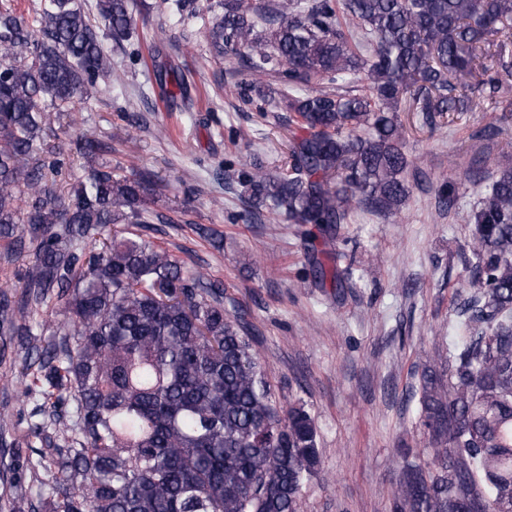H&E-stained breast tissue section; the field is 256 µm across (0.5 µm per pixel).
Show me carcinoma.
<instances>
[{"mask_svg":"<svg viewBox=\"0 0 512 512\" xmlns=\"http://www.w3.org/2000/svg\"><path fill=\"white\" fill-rule=\"evenodd\" d=\"M212 47L231 51L249 80L245 102L296 115L288 174L256 165L243 177L245 221L259 207L322 235L320 280L340 274L326 249L354 209L394 214L409 196L411 161L399 113L469 112L470 95L498 91L512 72L485 64L512 42V0H223ZM40 0L33 23L0 7V240L33 247L25 292L0 312L30 362L16 379L41 420L26 442L52 481L45 512H297L320 465L302 402L284 411L243 317L224 285L142 232L163 186L102 163L67 194L62 162L36 156L46 113L94 95L112 69L106 36L134 33L131 0ZM106 35H100V31ZM280 90L272 97L267 79ZM187 94L181 73H158ZM93 136L68 151L91 158ZM469 244L472 273L461 345L418 376L420 422L439 449L406 466L394 512H512V165L485 184ZM54 300L59 340L30 346L31 311Z\"/></svg>","mask_w":512,"mask_h":512,"instance_id":"1","label":"carcinoma"}]
</instances>
